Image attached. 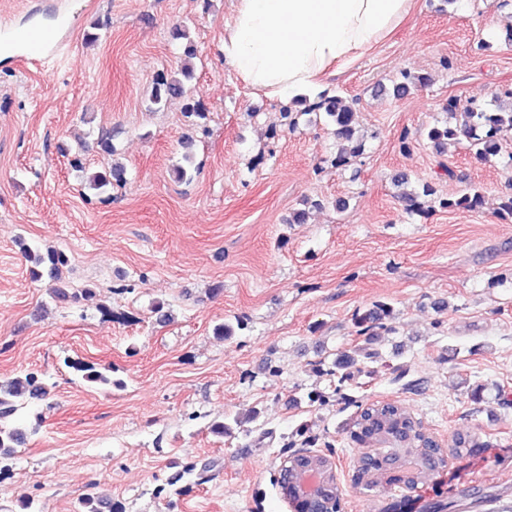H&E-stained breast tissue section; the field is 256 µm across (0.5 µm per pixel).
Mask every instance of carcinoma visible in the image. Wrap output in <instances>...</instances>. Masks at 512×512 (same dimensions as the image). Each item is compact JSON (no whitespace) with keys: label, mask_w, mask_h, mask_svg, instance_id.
<instances>
[{"label":"carcinoma","mask_w":512,"mask_h":512,"mask_svg":"<svg viewBox=\"0 0 512 512\" xmlns=\"http://www.w3.org/2000/svg\"><path fill=\"white\" fill-rule=\"evenodd\" d=\"M403 81L393 88V95L396 97L404 95L412 87H428L431 84L429 76L402 75ZM191 72L189 68L181 69V74H168L161 72L157 74L151 86L148 98L149 105L159 109L173 98L183 101L184 112L188 116L205 118L202 104L195 97L194 88L189 85ZM298 105H304L302 112H324L331 124L334 126L336 141L341 149L336 155L335 164L342 165L347 158L357 154L362 149V141L357 137L355 126V101L348 100L339 94L325 92L319 96V101L312 104L301 98L296 101ZM512 130V92L506 94V100L502 101L495 112H466L462 122L452 125L450 123L435 124L426 131V138L437 148L443 147L450 141L461 136L471 140V145L476 153L481 156H489L499 151V135L503 131ZM207 134L206 126L201 123L194 124L193 133L184 136L182 147L185 149L184 159L187 165L178 168V177L182 181L192 179L193 154L192 149L198 135ZM126 169L122 165L114 164L102 172H94L87 177L89 187L100 193L105 192L113 185H121L125 182ZM482 203L481 193L471 188L468 192L450 198L439 200V206L443 209H466L475 210ZM23 258L32 264L31 275L40 279L44 276L55 283L51 290L54 300L68 301L77 298V295L69 292L68 289L59 286L61 268L64 267L68 258L64 252L57 249L42 251L29 246L23 247ZM389 308L381 305L356 316L355 325L360 328L367 323H376L387 316ZM66 365L81 377L94 384H112V378L100 371L94 364L66 360ZM47 394V389L34 371L23 372L7 383L0 384V468L7 469L5 463L14 456L17 446L24 438L25 433L16 427L8 426L9 420L23 408L26 401L40 399ZM411 432L410 447L420 448L428 442L426 436L417 426L410 413L402 406L395 403H371L362 408L354 420L351 435L360 443L388 444L398 437ZM485 447L480 437L475 433H457L453 436L451 450L459 454H475ZM402 472L405 482L409 484H421L428 479L425 469L419 467V453H408L402 462Z\"/></svg>","instance_id":"carcinoma-1"}]
</instances>
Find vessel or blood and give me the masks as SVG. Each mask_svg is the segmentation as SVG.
I'll return each mask as SVG.
<instances>
[{"instance_id": "vessel-or-blood-1", "label": "vessel or blood", "mask_w": 512, "mask_h": 512, "mask_svg": "<svg viewBox=\"0 0 512 512\" xmlns=\"http://www.w3.org/2000/svg\"><path fill=\"white\" fill-rule=\"evenodd\" d=\"M68 23H61L57 29L43 30L34 27L15 26L0 23V50L6 51L21 65H40L60 56L67 46ZM457 499L463 506H478L480 512H499L500 501L477 499L470 486H461Z\"/></svg>"}]
</instances>
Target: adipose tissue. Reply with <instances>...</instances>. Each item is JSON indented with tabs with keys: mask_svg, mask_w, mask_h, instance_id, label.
Here are the masks:
<instances>
[{
	"mask_svg": "<svg viewBox=\"0 0 512 512\" xmlns=\"http://www.w3.org/2000/svg\"><path fill=\"white\" fill-rule=\"evenodd\" d=\"M410 0H236L221 55L252 87L292 99L362 55L404 18Z\"/></svg>",
	"mask_w": 512,
	"mask_h": 512,
	"instance_id": "ef3b65f1",
	"label": "adipose tissue"
}]
</instances>
